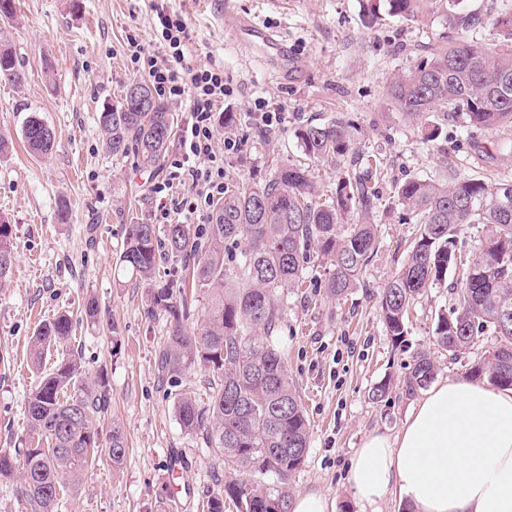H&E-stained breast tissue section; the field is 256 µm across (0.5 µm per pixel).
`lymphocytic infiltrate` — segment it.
<instances>
[{
  "mask_svg": "<svg viewBox=\"0 0 512 512\" xmlns=\"http://www.w3.org/2000/svg\"><path fill=\"white\" fill-rule=\"evenodd\" d=\"M156 14V50L129 41L128 58L135 72L147 75L159 96L184 102L189 116L180 132V151L168 160L167 179L153 183L151 191L163 204L154 214L158 224L178 214L186 223L208 217L215 199L224 195V153L238 150L236 141L218 142L215 113L224 103V66L213 62L192 66L186 61L191 35L182 13L162 0L152 6ZM183 194H176V187Z\"/></svg>",
  "mask_w": 512,
  "mask_h": 512,
  "instance_id": "f902f5d3",
  "label": "lymphocytic infiltrate"
}]
</instances>
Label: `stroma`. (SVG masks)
Here are the masks:
<instances>
[{
    "instance_id": "35a3bbf8",
    "label": "stroma",
    "mask_w": 512,
    "mask_h": 512,
    "mask_svg": "<svg viewBox=\"0 0 512 512\" xmlns=\"http://www.w3.org/2000/svg\"><path fill=\"white\" fill-rule=\"evenodd\" d=\"M499 4L456 0L447 12L418 22L385 14L370 25L366 0H172L189 24L188 63L224 65V109L236 116L230 136L242 143L224 156L225 181H259L276 160L308 164L319 183H335L341 168L308 161L295 132L338 118L351 122L355 143L380 160L373 184L381 241L357 287L348 300L328 297L324 265L310 263L303 287L286 293L276 331L311 428L292 490L329 493L338 512H362L348 482L362 440L396 433L420 397L405 386L415 354L436 357L438 379L468 377V360H449L434 332L438 312L452 302L456 272L413 307L404 344L386 334L379 295L416 233L399 216L394 188L413 177H512V126L480 130L434 113L412 123L389 106L387 88L443 38L499 43ZM16 7L13 21L0 26V42L26 73L22 86L0 82V134L14 143L0 156V215L12 224L15 241L13 267L0 288V452L27 432L25 400L38 384L27 346L36 326L60 311L79 312L93 297L118 326L120 346L106 330L84 323L75 325L68 346L81 353L88 377L108 385L111 407L95 424L100 444H107L117 421L128 452L117 470L99 454L82 483L69 490L64 512H207L209 496L222 490L216 478L224 463L181 429L175 402L187 390L205 397L210 375L198 369L172 383L159 381L155 354L166 320L144 314L140 281L115 273L125 226L133 218L152 221L158 201L149 185L165 178L167 167H143L132 154L108 155L98 123L103 107L118 106L126 86L139 78L127 61L128 40L154 46L151 2L16 0ZM465 14L478 19L466 30L456 24ZM237 17L267 27L287 46V59L239 45L231 28ZM258 98L283 113L284 122L258 128ZM33 113L55 133L45 156L29 154L21 139ZM434 125L440 135L425 140ZM381 381L390 389L376 402L369 392ZM174 457L183 474L171 481Z\"/></svg>"
}]
</instances>
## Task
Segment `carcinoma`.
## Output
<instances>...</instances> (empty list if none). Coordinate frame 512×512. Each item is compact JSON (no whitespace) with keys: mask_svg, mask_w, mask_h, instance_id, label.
<instances>
[{"mask_svg":"<svg viewBox=\"0 0 512 512\" xmlns=\"http://www.w3.org/2000/svg\"><path fill=\"white\" fill-rule=\"evenodd\" d=\"M389 11L417 21L448 9V0H386ZM497 24L506 43L492 46L460 41L440 45L430 56L394 76L388 97L406 119L428 112L460 117L470 126L495 130L512 124V6L503 5ZM0 80L15 86L25 72L8 45L0 46ZM129 84L117 107L100 112L105 152L121 158L134 152L144 167L164 158L172 138L167 104L151 95L155 107L141 108ZM37 113L25 121L22 136L36 155L50 153L54 132ZM309 159L331 160L337 166L356 165L362 149L350 137L348 123L296 131ZM370 160L369 155L362 156ZM512 179L489 183L478 177H454L445 183L409 178L394 194L411 223L417 225L406 262L382 289L380 310L387 335L405 342L411 307L427 290L441 283L448 270L463 266L452 288L453 302L437 315V345L452 360L471 353L485 336L497 347L471 363L468 374L483 377L501 389H512V206L496 197ZM378 195L359 174H347L336 184L317 187L309 170L281 164L254 184H224L211 223L193 229L169 224L164 238L156 225L142 220L125 225L115 269L123 277L146 285L145 314L169 322L156 360L158 375L178 378L198 368L212 375L207 401L184 392L175 402L181 428L198 436L204 447L224 460V493L208 500V512H224L229 500L237 512H268L271 498H280L290 512L293 492L288 480L302 465L310 447V427L274 331L282 319V292L304 282L310 252L328 265L324 281L331 298L343 299L357 287L363 266L377 248L380 224L375 215ZM482 228L478 252L465 262L456 252L458 234L474 225ZM244 244L235 263L226 261L229 245ZM187 263L191 287L206 295L203 325L187 326V300L177 301L181 288L156 280L162 251ZM0 280L7 279L15 258L13 228L0 216ZM81 321L106 325L113 346L119 329L106 322L97 300H86ZM73 317L61 312L43 321L31 336L29 360L40 375L25 401L27 438L14 452L0 453V478L14 481V492L25 512H59L68 488L76 487L98 454L94 417L108 413L109 390L104 380L88 379L80 354H57L70 338ZM436 364L427 351L415 354L406 377L414 390L435 377ZM112 468L127 456L121 424L112 423L106 444Z\"/></svg>","mask_w":512,"mask_h":512,"instance_id":"obj_1","label":"carcinoma"}]
</instances>
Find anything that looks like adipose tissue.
<instances>
[{"label": "adipose tissue", "instance_id": "1", "mask_svg": "<svg viewBox=\"0 0 512 512\" xmlns=\"http://www.w3.org/2000/svg\"><path fill=\"white\" fill-rule=\"evenodd\" d=\"M349 482L365 508L394 491L415 512H512V389L434 384L395 436L365 437Z\"/></svg>", "mask_w": 512, "mask_h": 512}]
</instances>
